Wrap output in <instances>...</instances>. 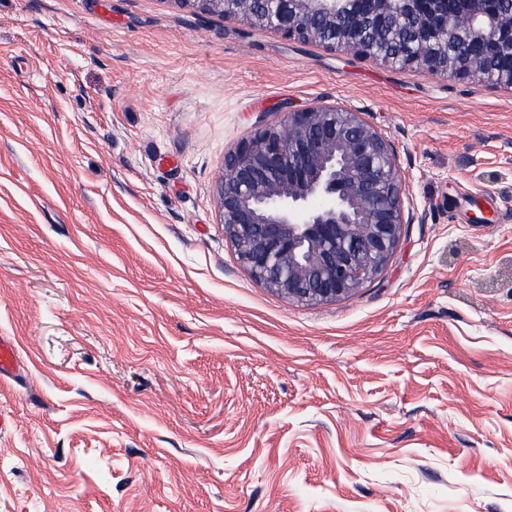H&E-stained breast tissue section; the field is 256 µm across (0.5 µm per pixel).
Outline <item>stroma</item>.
I'll return each instance as SVG.
<instances>
[{"instance_id":"obj_1","label":"stroma","mask_w":512,"mask_h":512,"mask_svg":"<svg viewBox=\"0 0 512 512\" xmlns=\"http://www.w3.org/2000/svg\"><path fill=\"white\" fill-rule=\"evenodd\" d=\"M360 112L412 221L348 299L224 237V156ZM0 512H512V90L173 0H0ZM20 370L21 364L13 342L9 338L0 336V376L15 375Z\"/></svg>"}]
</instances>
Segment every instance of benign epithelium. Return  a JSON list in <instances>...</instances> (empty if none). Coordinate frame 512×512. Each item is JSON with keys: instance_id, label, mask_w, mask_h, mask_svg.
Segmentation results:
<instances>
[{"instance_id": "benign-epithelium-1", "label": "benign epithelium", "mask_w": 512, "mask_h": 512, "mask_svg": "<svg viewBox=\"0 0 512 512\" xmlns=\"http://www.w3.org/2000/svg\"><path fill=\"white\" fill-rule=\"evenodd\" d=\"M292 42L429 75L512 89L504 0H173ZM459 38L464 45L448 53ZM224 235L252 277L298 303L353 296L399 245L406 187L392 143L360 113L288 112L224 157Z\"/></svg>"}]
</instances>
